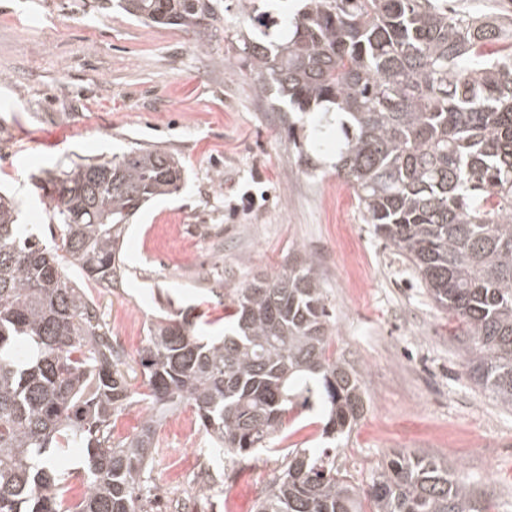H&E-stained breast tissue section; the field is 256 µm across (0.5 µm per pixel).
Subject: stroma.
Segmentation results:
<instances>
[{"instance_id": "obj_1", "label": "stroma", "mask_w": 512, "mask_h": 512, "mask_svg": "<svg viewBox=\"0 0 512 512\" xmlns=\"http://www.w3.org/2000/svg\"><path fill=\"white\" fill-rule=\"evenodd\" d=\"M100 0H0V186L44 243L51 226L35 176L80 159H111L137 145L178 155L185 182L130 225L122 287L85 283L136 357L154 300L214 319L215 280L275 275L308 256L333 316L330 350L361 373L367 409L336 451V466L367 490L396 451L443 461L470 482L487 512H512V409L484 393L448 336L417 274L366 224L333 171L307 174L281 113L256 96L224 32L203 53L178 28L98 10ZM223 183L214 186V173ZM190 407L167 414L150 482L167 512H254L289 450H320V410L278 451L215 460Z\"/></svg>"}]
</instances>
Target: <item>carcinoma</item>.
Returning a JSON list of instances; mask_svg holds the SVG:
<instances>
[{
	"label": "carcinoma",
	"instance_id": "carcinoma-1",
	"mask_svg": "<svg viewBox=\"0 0 512 512\" xmlns=\"http://www.w3.org/2000/svg\"><path fill=\"white\" fill-rule=\"evenodd\" d=\"M277 2L236 0L234 22L223 0L100 8L197 37L224 22L226 52L272 111L288 113V143L310 173L322 163L297 125L311 112L335 116L330 167L448 314L470 378L512 407V21L448 0H302L276 18ZM183 183L180 160L152 146L48 171L34 187L56 225L51 247L0 191V512H149L160 422L183 406L215 459L270 447L288 414L314 406L339 448L364 415L361 375L328 353V298L306 257L209 289L224 301L222 337L198 314L158 306L136 360L141 388L131 386L124 350L66 268L105 289L122 283L127 224ZM133 402L144 404L140 426L116 442L112 423ZM71 448L87 458L86 489L70 506L51 457ZM366 496L372 512H483L447 462L416 452L389 457ZM256 512L362 509L326 448L289 453Z\"/></svg>",
	"mask_w": 512,
	"mask_h": 512
}]
</instances>
